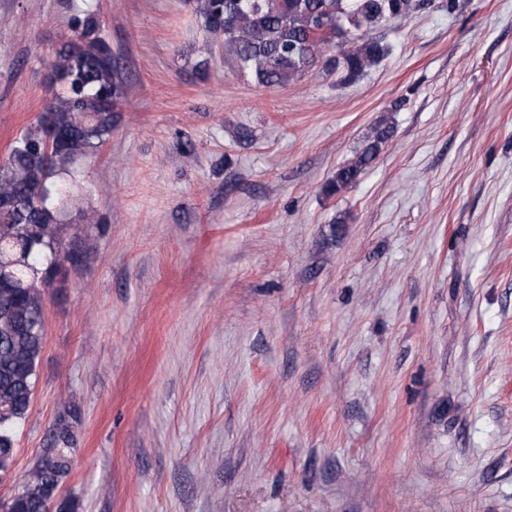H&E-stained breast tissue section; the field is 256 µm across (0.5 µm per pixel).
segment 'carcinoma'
<instances>
[{"label":"carcinoma","mask_w":512,"mask_h":512,"mask_svg":"<svg viewBox=\"0 0 512 512\" xmlns=\"http://www.w3.org/2000/svg\"><path fill=\"white\" fill-rule=\"evenodd\" d=\"M433 0H196L205 30L224 42V53L240 72L262 87H283L319 64L351 82L377 65L389 47L373 37L385 25L426 10ZM334 56H329V52ZM53 81L61 94L48 101L35 125L10 145L0 164V194L15 204L0 208V271L12 287H0V406L10 420L0 435L15 437L25 422L43 348L44 288L65 260L66 248L82 233L64 239L62 200L70 194L77 161L95 154L112 136L118 108L126 96L112 46L89 18L75 38L56 49ZM394 135L378 127L356 158L340 167L325 186L338 194L357 182L363 170ZM74 436L64 428L53 447L28 471L16 491L0 505L43 512L37 484L59 485L70 472Z\"/></svg>","instance_id":"carcinoma-1"}]
</instances>
